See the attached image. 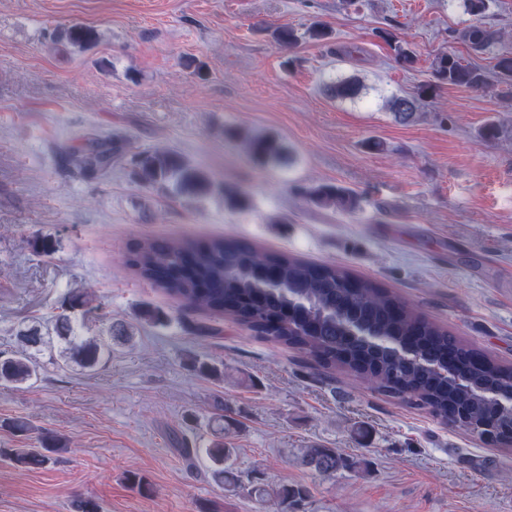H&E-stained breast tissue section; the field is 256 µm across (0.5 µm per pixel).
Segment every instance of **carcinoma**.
<instances>
[{
	"mask_svg": "<svg viewBox=\"0 0 512 512\" xmlns=\"http://www.w3.org/2000/svg\"><path fill=\"white\" fill-rule=\"evenodd\" d=\"M491 0H463L464 11L476 17L460 33V39L474 53L494 48L501 35L483 25L478 18L487 14ZM275 39L285 48L303 40L327 44L332 31L313 24L303 31L282 27ZM68 41L78 47L92 43L94 33L83 27L72 28ZM386 41L395 56L407 67L414 56L407 43L391 35ZM494 74L472 65L459 56L447 54L436 59L433 79L419 84L411 94H394L386 101L387 110L402 123L411 121L424 101L435 96L442 84L487 89L503 85L504 100L512 99V55L501 52L494 56ZM363 85L357 78L331 80L324 92L334 99H358ZM249 156L261 165H278L285 159L282 143L274 136L246 140ZM114 146L108 150L91 146L72 155L75 166L85 173H95L109 165ZM147 185L170 184L188 199L208 193L209 177L170 151H155L143 156L136 172ZM319 206L336 207L354 212L360 197L350 190L319 185L309 192ZM273 270L287 291L268 290L257 275L254 263ZM128 264L141 277L153 281L169 295L183 301L188 308H203L226 315L258 329L264 336L295 348L314 358L324 367H341L365 382L393 396L406 398L427 409L442 421L465 429L499 414L488 400V393L512 392V367H504L472 345L451 335L447 330L413 310L407 302L370 280L356 279L348 271L333 265H320L288 253L261 254L252 246L237 240L214 238L201 245L190 241L151 239L138 246ZM81 308L93 314L100 306L93 304L88 293L75 290L64 298L56 315L54 330L68 341L62 358L94 371L110 352V345L96 339L78 336L71 311ZM138 320L148 325H165L171 318L158 310L143 307ZM352 320L381 336L407 346L413 355L399 356L380 351L350 337L346 322ZM109 340L123 343L132 335L123 322H113ZM20 348L0 355V385L29 382L38 377L39 362L33 351L47 344L37 325L26 326L16 335ZM431 364H450L468 382L465 387L450 384L433 372ZM217 439L200 450L182 440L180 452L190 465H196L200 453L210 462L211 480L227 492L247 489L257 501L268 504L275 512H287L289 503L302 497V491L288 485L270 486L227 465L233 449L224 445V420H214ZM39 448H16L11 452L15 465L41 467L51 460L62 444L56 436L43 432ZM302 463L315 471L330 475L355 466V462L334 448H307Z\"/></svg>",
	"mask_w": 512,
	"mask_h": 512,
	"instance_id": "carcinoma-1",
	"label": "carcinoma"
}]
</instances>
